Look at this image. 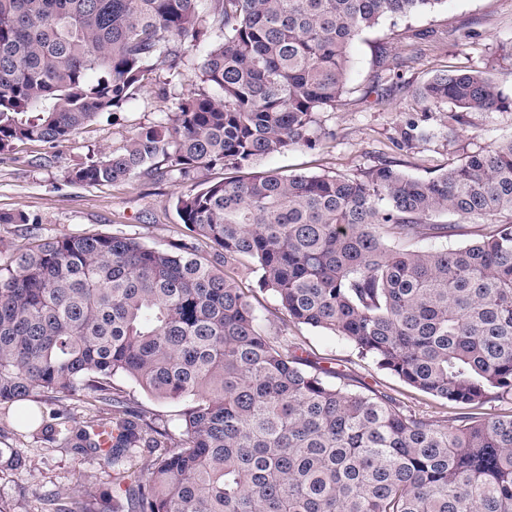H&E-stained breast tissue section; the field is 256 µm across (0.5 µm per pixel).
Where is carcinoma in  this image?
Wrapping results in <instances>:
<instances>
[{"label":"carcinoma","mask_w":512,"mask_h":512,"mask_svg":"<svg viewBox=\"0 0 512 512\" xmlns=\"http://www.w3.org/2000/svg\"><path fill=\"white\" fill-rule=\"evenodd\" d=\"M442 2L0 0V152L54 147L137 91H166L161 74L193 55L172 118L68 172L116 184L160 161L186 184L191 242L63 236L0 268V405L52 406V423L28 409L21 422L102 457L112 512H512V139L425 179L391 161L353 177L249 172L331 137L316 115L347 93L360 34ZM502 82L490 62L418 95L457 120L503 107ZM216 167L229 176L197 181ZM442 214L481 221L475 239L422 245L457 232ZM258 292L449 413L307 370L300 343L265 332ZM117 377L183 402L181 425L130 408ZM81 391L96 415L77 423L65 402ZM139 452L145 468H122ZM50 505L97 512L79 484Z\"/></svg>","instance_id":"obj_1"}]
</instances>
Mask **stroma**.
<instances>
[{"label":"stroma","instance_id":"1","mask_svg":"<svg viewBox=\"0 0 512 512\" xmlns=\"http://www.w3.org/2000/svg\"><path fill=\"white\" fill-rule=\"evenodd\" d=\"M512 41V0H444L434 11L408 20L386 18L360 35L352 46L349 91L344 104L318 116L332 140L315 149L295 148L258 161L261 172H337L356 175L376 165L379 157L396 159L417 178L512 136V106L495 112L468 113L455 125L445 112L423 111L419 86L432 75L471 69L495 59L500 43ZM398 55L405 63L397 74L377 81L381 54ZM189 76L173 79L169 96L152 89L138 92L116 115H104L74 133L60 147L39 142L16 144L0 155V212L38 216L35 224H0V265L16 251L42 239L93 233L133 237L147 246L167 249L186 237L175 209L181 182L143 172L124 184L85 186L70 183L67 172L92 153L118 152L140 128L164 122L176 97L186 93ZM383 93L386 108L374 106ZM418 124L422 136L398 149L394 143L407 124ZM255 306L272 335L287 330L301 343L311 362L343 371L350 384H363L395 395L404 405L434 416L440 405L432 397L405 386L328 333L307 327H284L275 299L259 295ZM134 406L153 413L159 424L177 428L181 402L151 398L131 380L115 378ZM82 484L95 492L102 512L109 507L112 469L98 456H77L34 438L21 428L16 407L0 406V505L7 512H41V496L63 494Z\"/></svg>","mask_w":512,"mask_h":512}]
</instances>
